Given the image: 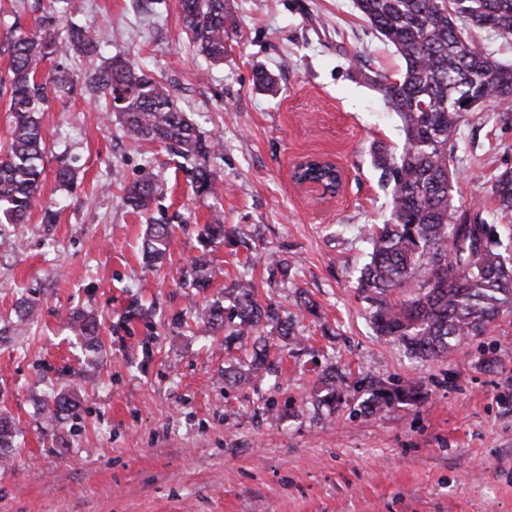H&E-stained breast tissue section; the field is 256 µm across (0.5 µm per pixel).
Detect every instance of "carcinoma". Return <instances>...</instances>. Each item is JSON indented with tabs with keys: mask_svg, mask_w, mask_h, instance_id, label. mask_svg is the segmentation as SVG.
<instances>
[{
	"mask_svg": "<svg viewBox=\"0 0 512 512\" xmlns=\"http://www.w3.org/2000/svg\"><path fill=\"white\" fill-rule=\"evenodd\" d=\"M362 17L402 59L394 79L380 73L374 82L388 107L397 115L404 135L401 152L380 146L373 165L390 189L388 219L370 228L369 260L357 277L377 335L388 337L424 362L443 361L470 336L489 330L504 312L512 311V260L502 251L497 224L482 209L456 204L460 171L457 135L473 112L497 109L496 123L512 125V64H504L478 48L468 28L483 29L512 39V0H353ZM187 35L198 53L211 64L224 61V0H179ZM56 17H46L47 30L28 36L10 33L8 138L0 145V223L23 224L38 202L45 144L41 114L50 97L70 92L73 78L63 68L41 74L50 58L74 53L93 61L108 45L93 24L71 23L66 37L53 29ZM92 95L109 114L119 118L124 136L135 146L161 145L170 154L193 163L196 194L217 196L219 182L209 158L218 142L202 135L174 103L168 83L136 61L120 55L87 75ZM494 213L512 215V167L490 178ZM155 187L143 178L126 188L125 206L143 211L154 199ZM172 236L168 224L150 225L144 255L156 263L165 259ZM224 240L220 218L205 225L202 242ZM189 287L204 291L213 272L206 255L194 259L187 272ZM417 291L406 300L393 294L410 285ZM231 307L214 305L197 314L210 329H224V341L255 336L248 371L226 370L224 381L244 385L258 372L267 375L268 341L259 334L272 324L283 340L296 344L293 326L276 309L260 306L251 282L240 280L226 291ZM71 329L92 342L97 326L91 317L72 316ZM325 395L320 403L334 408L343 400V380L334 371L321 378ZM422 395L416 382L387 385L375 382L359 412L373 415L396 407L416 405ZM75 405L69 392L45 401L49 420L57 421ZM13 420L0 415V457L12 447Z\"/></svg>",
	"mask_w": 512,
	"mask_h": 512,
	"instance_id": "carcinoma-1",
	"label": "carcinoma"
}]
</instances>
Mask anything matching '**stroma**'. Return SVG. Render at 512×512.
Returning <instances> with one entry per match:
<instances>
[{"instance_id": "stroma-1", "label": "stroma", "mask_w": 512, "mask_h": 512, "mask_svg": "<svg viewBox=\"0 0 512 512\" xmlns=\"http://www.w3.org/2000/svg\"><path fill=\"white\" fill-rule=\"evenodd\" d=\"M132 2L84 0L80 20L105 31L106 55L164 77L186 117L221 140L211 166L222 191L197 195L165 148L147 157L131 147L83 85L89 62L67 59L78 85L43 116L38 207L27 223L0 226V412L18 423L0 463V512H512V312L447 362L421 363L374 334L356 288L367 230L390 204L370 148L403 146L398 118L365 79L400 69L393 48L352 0H227L224 61L208 67L177 0L141 12ZM33 5L0 0V82L12 27L42 29ZM259 69L274 89L256 86ZM459 139L458 200L492 211L489 178L512 167V128L478 111ZM313 154L345 171L336 198L291 182L293 163ZM62 163L74 172L66 187ZM142 177L157 189L145 215L121 200ZM57 200L56 222L43 223ZM151 217L175 227L153 268L142 255ZM217 217L233 241L202 247ZM255 250L287 259L288 271L269 270ZM203 253L216 277L196 294L183 272ZM240 279L301 343L279 348L267 330L276 379L232 386L225 370L248 355L195 309L224 303ZM22 300L35 321H20ZM142 308L149 320L137 318ZM76 312L96 318V345L70 329ZM333 365L350 387L331 409L319 375ZM407 379L420 404L352 416L367 381ZM62 390L77 405L48 424L40 400Z\"/></svg>"}]
</instances>
